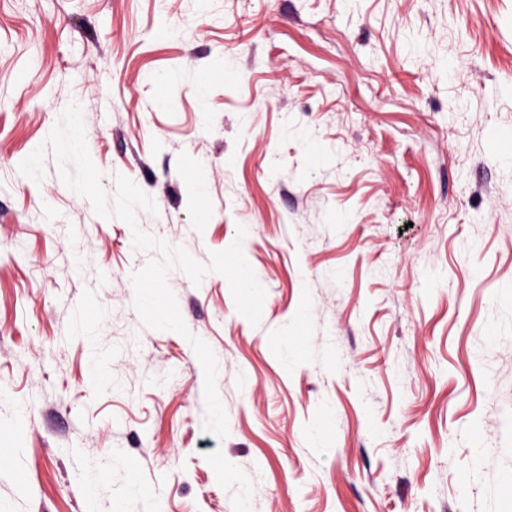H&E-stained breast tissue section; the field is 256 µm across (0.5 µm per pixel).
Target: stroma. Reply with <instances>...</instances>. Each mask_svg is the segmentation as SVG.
Segmentation results:
<instances>
[{"label":"stroma","mask_w":512,"mask_h":512,"mask_svg":"<svg viewBox=\"0 0 512 512\" xmlns=\"http://www.w3.org/2000/svg\"><path fill=\"white\" fill-rule=\"evenodd\" d=\"M72 102L136 226L20 173ZM507 142L512 0H0V512H512ZM241 226L259 325L167 276L220 440L133 232Z\"/></svg>","instance_id":"1"}]
</instances>
